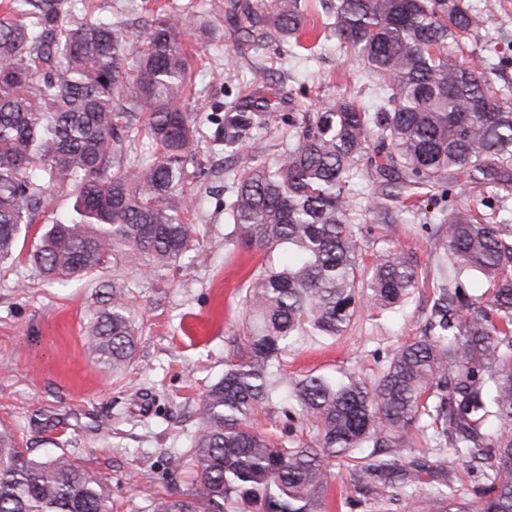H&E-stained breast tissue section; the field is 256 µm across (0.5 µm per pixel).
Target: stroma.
I'll use <instances>...</instances> for the list:
<instances>
[{
	"instance_id": "35a3bbf8",
	"label": "stroma",
	"mask_w": 512,
	"mask_h": 512,
	"mask_svg": "<svg viewBox=\"0 0 512 512\" xmlns=\"http://www.w3.org/2000/svg\"><path fill=\"white\" fill-rule=\"evenodd\" d=\"M185 2L216 26L212 37H183L201 89L193 103L196 111L207 113L236 99L232 79L212 78L216 62L238 65L248 54L269 71L264 94L278 108L259 113L256 137L243 142L240 159H251L259 146L266 157L276 156L289 117L316 111L338 96H351L364 108L375 105L353 58L331 44H317L315 34L303 39L313 47V56L272 59L225 29L224 0ZM494 2L493 30L469 61L477 67L497 64L498 85L511 86L512 0ZM200 159L210 171L211 194L193 222L205 259H184L156 273L129 271L126 283L137 296L142 331L123 378L104 370L84 343L89 313L98 305L101 285L111 283V270L59 288L38 276L27 253L0 268V424L15 430L30 456L62 452L108 477L112 512H152L155 499L173 487H189V474L173 472L170 459L195 430L208 385L224 374L229 342L244 316L240 290L269 261L258 250L228 251L224 211L216 206L225 197L224 159L206 151ZM360 245L367 264L390 249L404 252L424 273V282L396 313L364 312L334 343L305 339L296 344L284 361L289 376L352 370L375 378L392 353L424 329L435 259L420 224L375 225L362 234ZM326 512H369L339 467L326 494Z\"/></svg>"
}]
</instances>
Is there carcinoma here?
<instances>
[{
    "label": "carcinoma",
    "instance_id": "carcinoma-1",
    "mask_svg": "<svg viewBox=\"0 0 512 512\" xmlns=\"http://www.w3.org/2000/svg\"><path fill=\"white\" fill-rule=\"evenodd\" d=\"M0 264L45 212L54 192L76 194L30 253L48 281L65 288L97 271H157L196 260L188 216L202 198L199 113L180 35L212 33L174 3L141 18L140 43L86 0H0ZM493 5L465 0H336L326 40L372 78L370 112L339 98L288 122L270 162L230 173L223 203L227 246L288 251L242 294L246 323L224 375L199 407L187 450L171 458L193 487L152 512H325L335 460L350 482L391 512L399 490L427 486L410 512H512V89L468 65L464 40L490 21ZM224 24L244 40L303 47L300 0H224ZM251 72L240 102L207 121L232 152L273 112ZM152 152L143 153L141 145ZM365 175L373 192L356 198ZM492 185L488 212L456 187ZM434 206L430 211L428 206ZM416 217L433 238L434 299L422 336L396 350L377 378L290 377L282 362L300 336L333 340L364 309L407 303L418 272L406 254L359 260L355 225ZM493 282L472 291V274ZM135 294L112 286L90 317L85 345L120 375L140 335ZM273 407L281 435L253 428ZM468 463L465 486L448 454ZM0 512H112L110 487L92 468L59 454L30 457L0 425Z\"/></svg>",
    "mask_w": 512,
    "mask_h": 512
}]
</instances>
